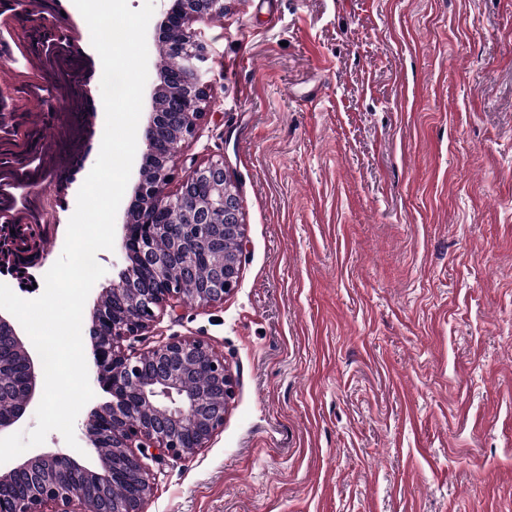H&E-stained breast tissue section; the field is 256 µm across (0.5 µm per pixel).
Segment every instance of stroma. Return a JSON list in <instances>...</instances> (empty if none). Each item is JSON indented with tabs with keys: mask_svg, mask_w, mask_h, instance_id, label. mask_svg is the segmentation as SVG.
Wrapping results in <instances>:
<instances>
[{
	"mask_svg": "<svg viewBox=\"0 0 512 512\" xmlns=\"http://www.w3.org/2000/svg\"><path fill=\"white\" fill-rule=\"evenodd\" d=\"M200 28L214 100L174 169L223 159L240 280L134 347L203 339L236 386L206 448L151 461L144 512H512V0H224ZM0 42V86L43 114L27 21L0 13ZM80 116L91 151L53 179L49 266L101 96ZM98 256L87 320L128 265Z\"/></svg>",
	"mask_w": 512,
	"mask_h": 512,
	"instance_id": "stroma-1",
	"label": "stroma"
}]
</instances>
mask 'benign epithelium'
Segmentation results:
<instances>
[{"mask_svg": "<svg viewBox=\"0 0 512 512\" xmlns=\"http://www.w3.org/2000/svg\"><path fill=\"white\" fill-rule=\"evenodd\" d=\"M35 0H6V5L22 14L41 41L56 38L59 19L34 8ZM224 15V0H171L160 24L159 40L174 56L176 67L165 70L155 105L146 120L144 140L147 155L159 159L150 181L140 177L127 209L121 249L131 260L127 281L149 279L146 288L135 291L133 303L122 312L97 306L92 316L94 367L97 381L108 384L112 403L93 408L84 421L85 437L99 465L122 475L131 494L115 512H143L152 486L145 460L156 455L189 458L203 448L223 427L227 405L235 391V379L224 358L202 339L173 338L148 352L136 353L125 342L147 335L157 312L187 302L182 280L156 255L154 238L145 236L139 224L163 229L169 214L178 210L185 224H203L211 229L212 245L224 239L238 243L233 256H226L216 272L196 289L193 302L207 307L224 301L239 282L244 222L241 201L224 165V160L192 164L181 177L176 193L167 191L173 179L172 162L178 145L195 136L214 99L207 80L210 52L193 24ZM173 32L177 40L166 42ZM174 103L178 113L176 138H161L160 112ZM16 112L10 98L0 90V131L11 130ZM151 219L144 218L145 212ZM172 255L184 256L189 269L198 259L195 241L173 242ZM0 335L6 337L22 357L24 376L18 405L0 414V433L19 422L43 390L42 372L13 324L0 315ZM196 364L206 378L205 392L194 393L185 385L183 366ZM79 473L91 480L96 472L65 453H37L21 463L0 468V512H92L84 493L73 489L71 476ZM29 478L26 495L14 499L15 483Z\"/></svg>", "mask_w": 512, "mask_h": 512, "instance_id": "7a95c632", "label": "benign epithelium"}]
</instances>
